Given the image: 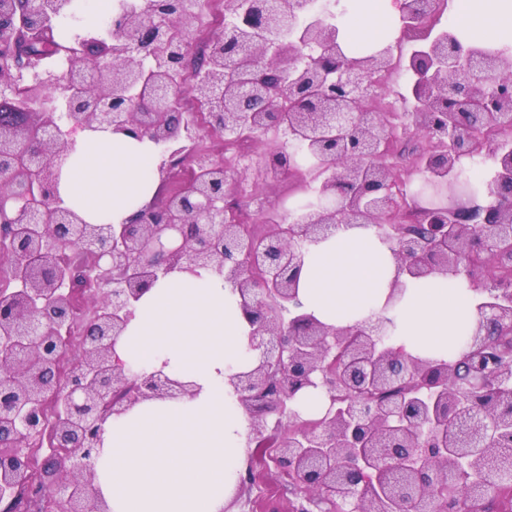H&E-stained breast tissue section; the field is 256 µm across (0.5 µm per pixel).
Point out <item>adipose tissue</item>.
<instances>
[{"label": "adipose tissue", "mask_w": 512, "mask_h": 512, "mask_svg": "<svg viewBox=\"0 0 512 512\" xmlns=\"http://www.w3.org/2000/svg\"><path fill=\"white\" fill-rule=\"evenodd\" d=\"M346 44H377L398 18L396 0H358ZM464 37L512 49V0H452ZM149 140L80 130L58 173L63 206L90 224H123L158 185ZM300 312L331 328L391 320L392 345L409 356L456 360L471 336L479 296L458 278L398 277L390 243L371 228L339 229L304 253ZM240 297L222 275L201 268L160 277L133 307L114 344L131 372H163L191 395L150 399L110 418L93 459V490L111 512H224L245 472L249 418L231 384L258 352Z\"/></svg>", "instance_id": "ef3b65f1"}]
</instances>
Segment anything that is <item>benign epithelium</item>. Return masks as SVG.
<instances>
[{
  "label": "benign epithelium",
  "instance_id": "benign-epithelium-1",
  "mask_svg": "<svg viewBox=\"0 0 512 512\" xmlns=\"http://www.w3.org/2000/svg\"><path fill=\"white\" fill-rule=\"evenodd\" d=\"M51 0H0V98L38 86L57 105L36 101L0 115V512L36 503L37 512H108L91 491L88 463L103 425L147 399L189 393L161 372L131 375L113 359L133 302L174 268L213 267L240 295L254 327L257 366L231 383L249 416L251 466L288 477L303 504L294 512H448L443 494L461 482L458 507L512 485V448L491 453L512 433V359L496 345L512 337V62L505 52L463 47L453 33L428 31L443 0H400V31L416 41L407 68L410 134L424 137L410 172L453 187L463 160L492 164L482 197L461 206H427L408 215L404 174L390 162L398 141L372 75L391 67L389 46L345 56L333 21L303 19L306 0H250L251 13L206 44L191 67L186 28L191 0L174 15L152 0L124 10L99 37H76L65 75L39 66L30 47L48 40L59 12ZM299 40L275 44L284 21ZM256 32L237 59L218 49ZM177 54L191 74V96L208 126L234 139L281 128L300 137L317 167L316 204L291 221L268 214L264 230L228 215L240 177L222 162H198L161 203L126 224H88L61 206L55 172L75 148L70 133L110 129L148 138L168 158L191 138L190 122L170 120L181 87ZM370 224L394 244L399 269L413 277L464 278L483 296L470 352L454 363L413 359L380 343L383 322L331 330L296 314L290 302L305 245L340 225ZM92 332L71 355L70 327L82 310ZM59 369L58 377L45 376ZM322 386L325 416L297 432L283 422L294 393ZM492 386V404L470 394ZM277 414L274 422L268 415Z\"/></svg>",
  "mask_w": 512,
  "mask_h": 512
}]
</instances>
